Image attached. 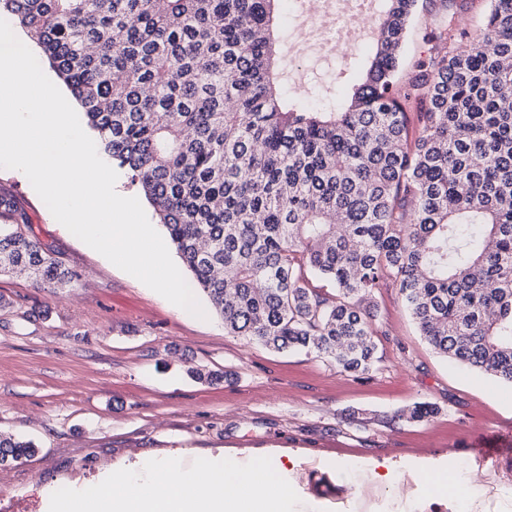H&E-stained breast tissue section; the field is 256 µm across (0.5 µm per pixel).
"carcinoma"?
<instances>
[{"instance_id": "1", "label": "carcinoma", "mask_w": 512, "mask_h": 512, "mask_svg": "<svg viewBox=\"0 0 512 512\" xmlns=\"http://www.w3.org/2000/svg\"><path fill=\"white\" fill-rule=\"evenodd\" d=\"M279 2L0 6L144 194L229 334L364 375L380 362L371 299L392 285L437 352L512 384V0H490L471 31L429 29L404 80L418 0H381L334 111L282 98ZM16 212L0 195V274L71 283ZM438 413L424 402L406 417ZM32 452L0 437L1 462Z\"/></svg>"}]
</instances>
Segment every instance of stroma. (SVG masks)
<instances>
[{
  "instance_id": "35a3bbf8",
  "label": "stroma",
  "mask_w": 512,
  "mask_h": 512,
  "mask_svg": "<svg viewBox=\"0 0 512 512\" xmlns=\"http://www.w3.org/2000/svg\"><path fill=\"white\" fill-rule=\"evenodd\" d=\"M490 0H419L406 59L423 54L424 29L454 12L457 30L487 14ZM292 0L273 21L288 90L339 96L344 59L299 46L314 18ZM34 235L72 271L64 288L0 275V435L33 442L32 456L0 465V512H47L46 494L83 490L116 466L147 457L183 464L208 455L292 462L302 512H403L386 490L352 499L358 459L387 460L404 483L410 512H459L429 493L423 461H454L512 482V458L479 457L477 444L512 446V385L438 354L419 335L396 288L373 298L381 362L357 376L306 351L276 352L229 335L222 319L179 314L174 304L123 272L55 220L27 177L0 168ZM230 372L208 384L196 370ZM439 407L423 422L403 410Z\"/></svg>"
}]
</instances>
